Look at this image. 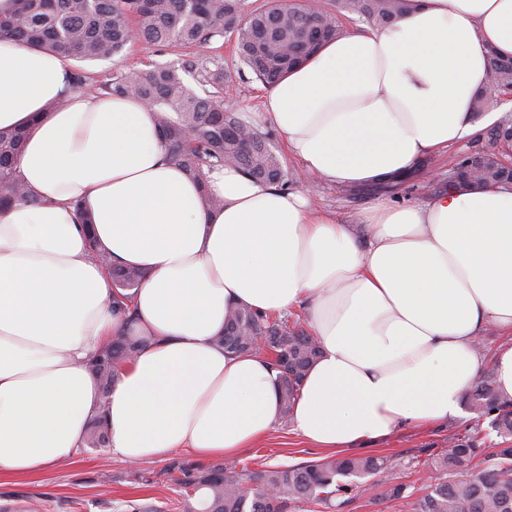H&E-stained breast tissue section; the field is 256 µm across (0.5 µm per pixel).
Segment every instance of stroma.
<instances>
[{"instance_id":"1","label":"stroma","mask_w":512,"mask_h":512,"mask_svg":"<svg viewBox=\"0 0 512 512\" xmlns=\"http://www.w3.org/2000/svg\"><path fill=\"white\" fill-rule=\"evenodd\" d=\"M191 60L195 73L188 77L189 85H196L208 72L223 69L226 89L224 106L240 114L262 109L267 88L256 80L251 70L240 60L234 34L212 39L203 46H145L135 44L124 55L98 61L75 62L74 71L85 77L84 88L99 91L101 85L120 73L145 72L157 65ZM471 143H463L437 154L433 163L436 176L417 174L404 180L395 190L398 201L415 202L442 190L448 184L453 164L471 153ZM378 197L374 191L344 192L328 183H318L313 191V202L335 211L342 219H351ZM479 429L481 443L486 451H493L499 438L488 422L477 423L472 417L449 421L435 428H410L391 435L385 441L372 445L371 453L391 459L399 481L412 482L416 470L427 459L428 450L447 447L452 436H462L471 429ZM324 449L311 446L293 430L290 419H279L271 432L246 449L241 462L251 470L269 465H289L325 457ZM168 460L128 464L110 452L91 448L82 449L70 462L62 463L39 475L15 478L0 475V506L24 505L32 497L42 498V512H127L128 503L151 504L160 512H181L179 491L167 472Z\"/></svg>"}]
</instances>
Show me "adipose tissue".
<instances>
[{
  "label": "adipose tissue",
  "mask_w": 512,
  "mask_h": 512,
  "mask_svg": "<svg viewBox=\"0 0 512 512\" xmlns=\"http://www.w3.org/2000/svg\"><path fill=\"white\" fill-rule=\"evenodd\" d=\"M413 3L267 92L259 118L305 175L388 182L498 122L472 102L490 52L512 55V0ZM72 65L0 37V128L26 129L16 172L37 198L0 210V474L73 460L100 415L130 464L237 457L281 414L269 358L214 342L235 305L304 312L319 356L290 420L315 447L353 451L461 417L479 337L512 336V186L381 197L346 222L309 189L230 166L201 183L167 162L153 112L72 89ZM111 264L146 273L128 310L112 301ZM124 335L148 342L101 395L87 360Z\"/></svg>",
  "instance_id": "obj_1"
}]
</instances>
